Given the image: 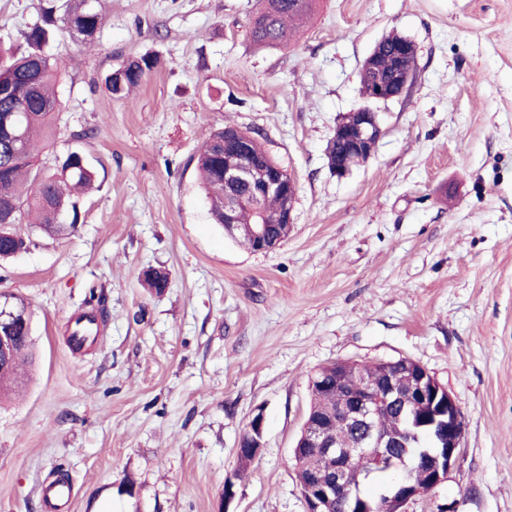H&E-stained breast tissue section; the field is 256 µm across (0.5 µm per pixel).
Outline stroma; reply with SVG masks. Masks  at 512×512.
Listing matches in <instances>:
<instances>
[{"label":"stroma","instance_id":"obj_1","mask_svg":"<svg viewBox=\"0 0 512 512\" xmlns=\"http://www.w3.org/2000/svg\"><path fill=\"white\" fill-rule=\"evenodd\" d=\"M37 0H0V47ZM91 46L58 35L51 168L72 151L98 187L68 236L20 225L0 291L31 312L35 361L0 400V512H306L291 465L310 378L348 361L419 362L464 420L447 480L404 512H512V0H319L302 38L262 47L257 0H101ZM414 42L404 93L374 103L383 136L344 177L325 148L364 105L359 70L383 35ZM160 65L126 100L106 76ZM234 125L297 182L293 229L249 250L215 224L196 157ZM168 273L162 292L147 269ZM100 319L68 345L70 318ZM264 448L240 473L256 409ZM236 495L225 502L226 479Z\"/></svg>","mask_w":512,"mask_h":512}]
</instances>
